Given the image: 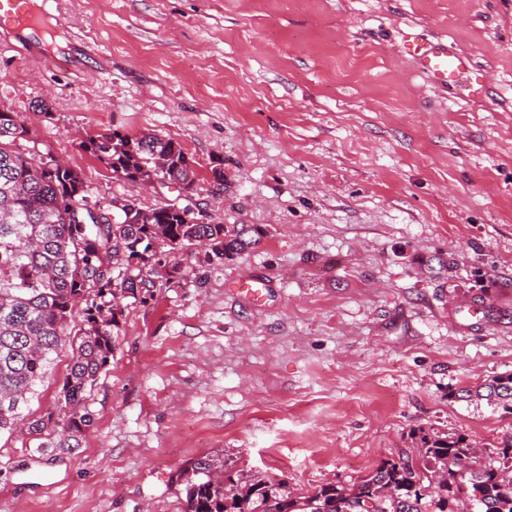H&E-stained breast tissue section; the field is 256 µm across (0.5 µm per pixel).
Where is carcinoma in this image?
I'll use <instances>...</instances> for the list:
<instances>
[{
  "label": "carcinoma",
  "mask_w": 512,
  "mask_h": 512,
  "mask_svg": "<svg viewBox=\"0 0 512 512\" xmlns=\"http://www.w3.org/2000/svg\"><path fill=\"white\" fill-rule=\"evenodd\" d=\"M24 133L16 113L0 112V433L52 432L56 447L74 448L91 422L87 394L113 357L123 300L151 296L156 281L178 278L170 256L204 242L213 256L229 259L258 244L261 230L201 224L189 206L169 203L144 208L136 201L108 216L76 170L14 150ZM86 149L128 182L155 176L194 184L187 155L171 138L114 132L89 139ZM80 303L82 324L71 343ZM67 346L62 421L26 419L37 385ZM475 396L512 414V373ZM408 438L416 456L383 460L350 486L322 485L306 496L255 475L237 476L226 495L211 477L213 464L201 460L185 512H512V435L485 464L464 434L419 427Z\"/></svg>",
  "instance_id": "1"
}]
</instances>
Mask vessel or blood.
I'll use <instances>...</instances> for the list:
<instances>
[{
  "label": "vessel or blood",
  "mask_w": 512,
  "mask_h": 512,
  "mask_svg": "<svg viewBox=\"0 0 512 512\" xmlns=\"http://www.w3.org/2000/svg\"><path fill=\"white\" fill-rule=\"evenodd\" d=\"M37 17L29 0H0V25L20 31L35 23ZM408 54L415 60L419 71L436 87L448 88L459 82L470 68L469 58L442 40L416 39L407 46ZM234 286L249 302L262 304L266 284L259 279L235 281Z\"/></svg>",
  "instance_id": "b4317fda"
}]
</instances>
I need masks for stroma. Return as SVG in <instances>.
<instances>
[{
  "mask_svg": "<svg viewBox=\"0 0 512 512\" xmlns=\"http://www.w3.org/2000/svg\"><path fill=\"white\" fill-rule=\"evenodd\" d=\"M24 56L0 28V109L20 152L128 186L84 147L179 142L196 173L142 194L261 228L233 259L179 253V283L126 307L78 447L0 435V512H184L194 463L347 484L416 427L484 455L512 415L457 400L512 372V0H46ZM472 74L434 89L407 40ZM224 172L216 184L213 169ZM267 285L251 306L234 281ZM60 354L33 418L58 413Z\"/></svg>",
  "mask_w": 512,
  "mask_h": 512,
  "instance_id": "obj_1",
  "label": "stroma"
}]
</instances>
